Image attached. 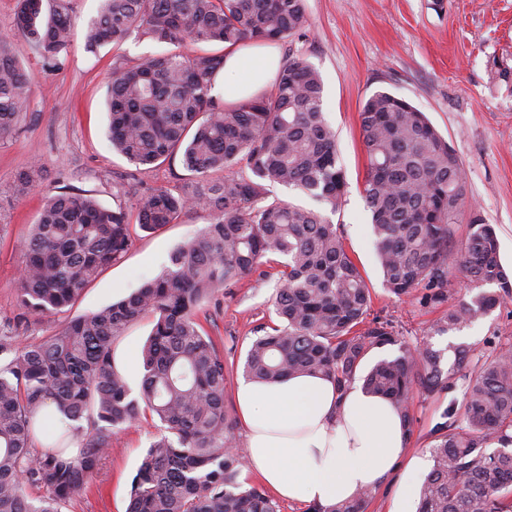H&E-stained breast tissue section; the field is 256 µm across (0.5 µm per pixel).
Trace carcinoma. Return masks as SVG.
Returning a JSON list of instances; mask_svg holds the SVG:
<instances>
[{
	"label": "carcinoma",
	"instance_id": "carcinoma-1",
	"mask_svg": "<svg viewBox=\"0 0 512 512\" xmlns=\"http://www.w3.org/2000/svg\"><path fill=\"white\" fill-rule=\"evenodd\" d=\"M306 22L307 0H101L86 24L90 53L142 38L175 46L112 69L113 150L136 165L179 151L183 166L202 177L239 163L250 175L205 182L191 196L165 189L141 196L145 230L200 204L212 221L121 300L72 317L35 343H20L9 325L0 329V512H63L97 473L112 434L148 411L162 428L141 458L127 512H280L263 487L239 481L246 459L234 450V421L224 407V353L197 319L203 303L256 272L270 254L283 258L274 301L279 324L257 328L245 377L272 383L320 375L343 392L370 351L396 347L363 386L391 401L407 432L416 396L462 391L430 431L433 465L419 488L418 512H512V343L492 342L478 353L456 346L451 361L446 348L409 344L389 322L368 319L370 289L340 226L289 202L256 206L274 185L333 211L346 192L336 131L323 113V79L311 64L288 59L268 95L233 103L212 95L225 50L285 41ZM16 28L45 62L68 57L67 0H17ZM186 44L194 50L181 51ZM33 83L1 38L0 137L26 111ZM359 117L368 156L363 198L386 290L436 309L448 302L452 273L463 274L477 292L432 324L435 336L511 300L512 274L500 262L492 225L472 221L464 248L452 247L464 188L448 141L423 112L386 91L374 92ZM130 244L126 209L73 192L48 196L23 244L21 316L66 312ZM146 314L154 324L134 395L113 365V344ZM47 417L59 434L35 455L36 429ZM29 488L42 494L33 498ZM370 494L308 512H365Z\"/></svg>",
	"mask_w": 512,
	"mask_h": 512
}]
</instances>
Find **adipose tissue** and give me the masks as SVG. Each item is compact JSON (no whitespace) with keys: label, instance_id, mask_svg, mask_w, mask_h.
Listing matches in <instances>:
<instances>
[{"label":"adipose tissue","instance_id":"adipose-tissue-1","mask_svg":"<svg viewBox=\"0 0 512 512\" xmlns=\"http://www.w3.org/2000/svg\"><path fill=\"white\" fill-rule=\"evenodd\" d=\"M279 68L268 46L227 51L214 92L228 103L251 98ZM236 400L246 431V470L276 497L325 508L393 479L391 512H415V483L429 462L406 457L402 419L388 399L365 392L361 382L342 393L317 375L245 382Z\"/></svg>","mask_w":512,"mask_h":512}]
</instances>
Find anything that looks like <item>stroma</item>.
<instances>
[{
    "label": "stroma",
    "instance_id": "obj_1",
    "mask_svg": "<svg viewBox=\"0 0 512 512\" xmlns=\"http://www.w3.org/2000/svg\"><path fill=\"white\" fill-rule=\"evenodd\" d=\"M307 24L293 38L277 42L281 60L302 57L321 73L324 112L335 129L347 191L337 209L323 207L341 226L345 244L371 290L372 315L392 321L407 342L433 341L436 347L465 345L483 350L490 341H512V300L445 336H431L441 312L409 297L389 295L376 258L370 214L362 196L367 157L359 112L375 91L384 90L424 112L463 164L464 200L456 241L464 243L473 219L493 225L499 258L512 270V79L497 78L512 68V0H307ZM15 0H0V35L9 36L16 58L35 78L30 104L14 131L0 138V328L18 323V271L22 244L46 194H85L102 206L134 211L130 188L147 193L164 188L192 194L203 180L223 179L224 171L199 178L185 170L180 155L152 166H136L110 148L106 130L107 82L113 67L135 64L163 53L150 39L87 53L75 40L66 61L52 68L15 27ZM43 170L22 196L12 194L18 174L32 162ZM212 220L203 207L150 233L132 226L125 255L105 268L84 289L69 314L30 318L18 330L20 342L52 334L67 315L108 306L154 277L170 253ZM281 259L271 256L261 273L244 278L231 291L205 303L199 322L224 351V405L237 417L235 392L242 366L259 325L276 324L273 307ZM153 326L146 315L132 323L113 345L116 367L131 387L143 374L142 347ZM449 395L420 396L415 423L407 437L413 455H428V433L447 407ZM160 429L149 414L113 434L112 450L89 486L65 512H126L132 479L142 455Z\"/></svg>",
    "mask_w": 512,
    "mask_h": 512
}]
</instances>
